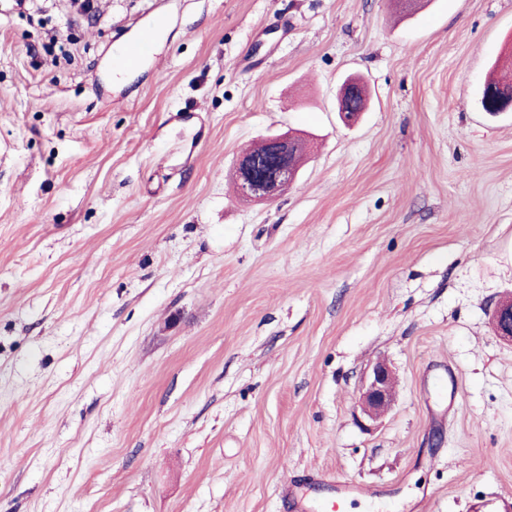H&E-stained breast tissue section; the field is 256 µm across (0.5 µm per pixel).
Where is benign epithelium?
<instances>
[{
    "mask_svg": "<svg viewBox=\"0 0 512 512\" xmlns=\"http://www.w3.org/2000/svg\"><path fill=\"white\" fill-rule=\"evenodd\" d=\"M494 94L497 107L507 112L512 109V77H503L493 89L483 93ZM292 135L280 134L271 139V145L278 156L273 174L260 172L254 162L241 157L237 163L240 185L243 191L257 201H267L294 183L299 175L302 157L288 152ZM493 324L498 335L512 342V300L498 304L493 312ZM394 399V374L385 361L375 362L368 370L359 395L362 413L375 422L389 408Z\"/></svg>",
    "mask_w": 512,
    "mask_h": 512,
    "instance_id": "7a95c632",
    "label": "benign epithelium"
}]
</instances>
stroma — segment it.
<instances>
[{
    "label": "stroma",
    "instance_id": "obj_1",
    "mask_svg": "<svg viewBox=\"0 0 512 512\" xmlns=\"http://www.w3.org/2000/svg\"><path fill=\"white\" fill-rule=\"evenodd\" d=\"M510 66L512 0H0V512H294L326 473L346 512H504ZM273 133L303 167L246 202ZM157 33L153 26H143L136 37L121 46L116 56L122 67L132 68L155 55ZM493 324L501 338L512 342V300L496 306L493 312ZM393 399V369L385 361H376L368 370L359 395L361 411L369 420L376 422Z\"/></svg>",
    "mask_w": 512,
    "mask_h": 512
}]
</instances>
